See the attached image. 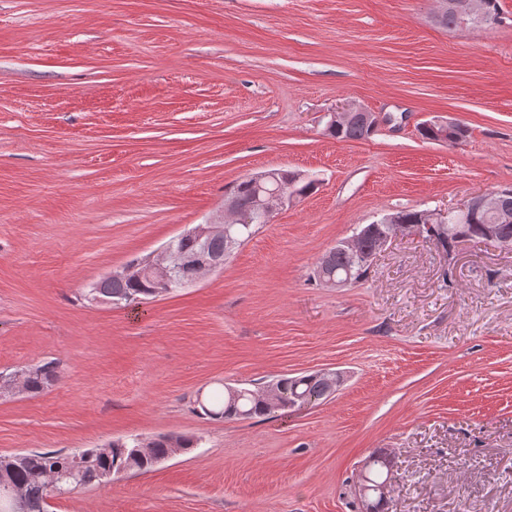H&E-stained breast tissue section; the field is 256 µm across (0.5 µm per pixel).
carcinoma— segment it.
I'll use <instances>...</instances> for the list:
<instances>
[{
	"mask_svg": "<svg viewBox=\"0 0 512 512\" xmlns=\"http://www.w3.org/2000/svg\"><path fill=\"white\" fill-rule=\"evenodd\" d=\"M371 135L370 129L358 119L331 133L337 139H363ZM282 186L285 192L307 196L316 189V182L296 178V172L276 169V182L259 186L245 178L233 187L230 196L236 207L244 212L256 213L257 199L264 190ZM484 224L497 225L500 237L512 245V221L499 220L497 213L481 210L476 213L452 214L448 223L434 224L425 231V238L436 249L445 253L455 244L454 233L466 236L469 240L481 238ZM388 232L385 224H371L370 231L360 240L359 249L348 251L336 245L324 254V272L328 275H351V281L362 279L368 264L363 255L375 249L378 237ZM98 296L114 304L133 303L137 300L157 297L156 290L164 288L161 283L144 277L138 280L103 278L97 282ZM60 364L49 361L27 367L28 388L31 395L41 393L59 378ZM280 394V404L271 409L262 401L246 394L236 403H230L227 393L222 392L203 399L200 404L202 414L212 419L246 420L256 417H269L279 411L314 405L331 394L323 377L311 373L298 377H280L272 380ZM195 440L183 435L164 434L155 438L119 439L108 445L107 451L88 448L75 452L28 451L19 454L21 461L7 466L4 477L22 488L26 506L24 512H47L46 500L65 489L99 483V474L115 472L121 477L128 474L145 473L164 459L171 448H192Z\"/></svg>",
	"mask_w": 512,
	"mask_h": 512,
	"instance_id": "1",
	"label": "carcinoma"
}]
</instances>
